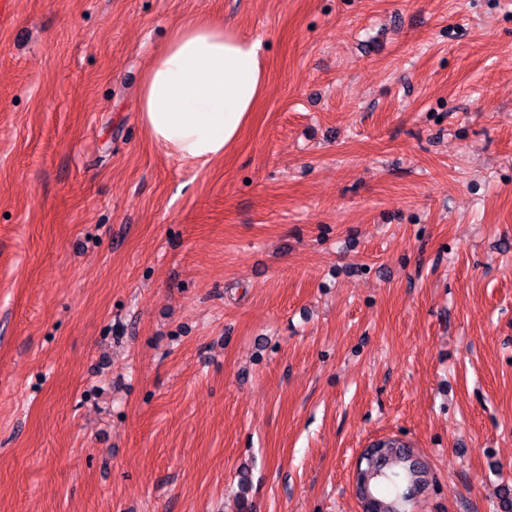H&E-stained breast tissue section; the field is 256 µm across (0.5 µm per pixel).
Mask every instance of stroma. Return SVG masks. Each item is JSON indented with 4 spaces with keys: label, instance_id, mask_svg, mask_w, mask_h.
<instances>
[{
    "label": "stroma",
    "instance_id": "35a3bbf8",
    "mask_svg": "<svg viewBox=\"0 0 512 512\" xmlns=\"http://www.w3.org/2000/svg\"><path fill=\"white\" fill-rule=\"evenodd\" d=\"M190 17L258 38L201 165L137 93ZM413 512L512 489V0H7L0 512ZM376 447L374 459L364 462L363 468L365 473L369 472V486L377 500L375 510L369 512H408L406 505L414 496L410 490H421L424 471L408 455L405 445L396 451L389 442L382 441Z\"/></svg>",
    "mask_w": 512,
    "mask_h": 512
}]
</instances>
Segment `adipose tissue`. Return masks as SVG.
<instances>
[{
	"label": "adipose tissue",
	"instance_id": "adipose-tissue-1",
	"mask_svg": "<svg viewBox=\"0 0 512 512\" xmlns=\"http://www.w3.org/2000/svg\"><path fill=\"white\" fill-rule=\"evenodd\" d=\"M265 88L259 39L193 17L155 53L138 110L153 142L180 159L206 163L236 144Z\"/></svg>",
	"mask_w": 512,
	"mask_h": 512
}]
</instances>
